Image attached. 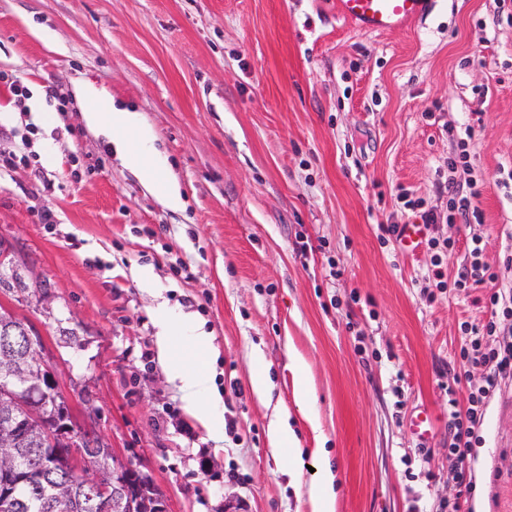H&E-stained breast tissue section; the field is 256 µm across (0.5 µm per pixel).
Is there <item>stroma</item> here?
<instances>
[{
	"label": "stroma",
	"mask_w": 512,
	"mask_h": 512,
	"mask_svg": "<svg viewBox=\"0 0 512 512\" xmlns=\"http://www.w3.org/2000/svg\"><path fill=\"white\" fill-rule=\"evenodd\" d=\"M1 72L43 102L21 111L0 85V160L14 162L0 174V243L51 301L0 304L38 332L78 431L108 436L170 512H313L325 467L334 512L454 499L448 399L482 375L461 364L460 325L489 313L484 290L449 286L431 303L424 291L434 266L454 279L471 239L498 272L512 245V191L498 184L512 171V0H441L383 35L338 19L333 0H0ZM89 86L151 128L182 207L87 123ZM462 137L482 220L451 224L438 185ZM404 192L437 216L426 237L453 251L408 253L384 233L421 221ZM178 260L191 279L173 275ZM161 304L182 317L175 355H191L193 330L210 338L198 361L220 438L167 378ZM502 388L467 460L477 512H512V380ZM422 406L421 441L410 417ZM277 414L292 453L271 447Z\"/></svg>",
	"instance_id": "35a3bbf8"
}]
</instances>
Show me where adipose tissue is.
I'll return each mask as SVG.
<instances>
[{
  "label": "adipose tissue",
  "instance_id": "obj_1",
  "mask_svg": "<svg viewBox=\"0 0 512 512\" xmlns=\"http://www.w3.org/2000/svg\"><path fill=\"white\" fill-rule=\"evenodd\" d=\"M91 106L86 119L92 126L111 132L115 151L122 158L138 166L143 183L157 193L172 208L180 207L181 196L177 185L166 176L167 162L152 149L153 133L145 126L138 113L114 106L111 99L87 90ZM156 321L160 327L157 345L161 356L167 357V372L177 382L187 408L195 413L210 434H218L222 419L215 411V395L203 371L188 358H172L174 329L177 317L165 307H158Z\"/></svg>",
  "mask_w": 512,
  "mask_h": 512
}]
</instances>
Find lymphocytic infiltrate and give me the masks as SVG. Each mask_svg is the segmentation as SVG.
<instances>
[{"instance_id": "obj_1", "label": "lymphocytic infiltrate", "mask_w": 512, "mask_h": 512, "mask_svg": "<svg viewBox=\"0 0 512 512\" xmlns=\"http://www.w3.org/2000/svg\"><path fill=\"white\" fill-rule=\"evenodd\" d=\"M469 166L466 142H459L458 149L448 156V174L445 187L448 191L449 223L467 224L480 219L481 214L474 205L480 194L477 180L458 184L455 176L459 169ZM485 245L482 239H471L467 245V262L458 272L454 282H446L442 269L432 272L435 287L453 285L456 290L468 291L478 287L488 290L486 304L490 319L481 325L462 323L460 331L463 343L460 356L470 367H479L484 375L479 383L470 385L465 403L450 399L451 411L448 419V458L455 468L459 491L453 502L448 503V512H471L469 504L476 490V481L466 464L472 446L474 431L483 420L484 406L489 398L500 390L502 382L512 378V328L501 327L502 320L512 318V287L499 283V275L483 261Z\"/></svg>"}]
</instances>
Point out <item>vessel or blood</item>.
<instances>
[{"label":"vessel or blood","instance_id":"b4317fda","mask_svg":"<svg viewBox=\"0 0 512 512\" xmlns=\"http://www.w3.org/2000/svg\"><path fill=\"white\" fill-rule=\"evenodd\" d=\"M437 0H335V13L360 30L381 34L427 17Z\"/></svg>","mask_w":512,"mask_h":512}]
</instances>
